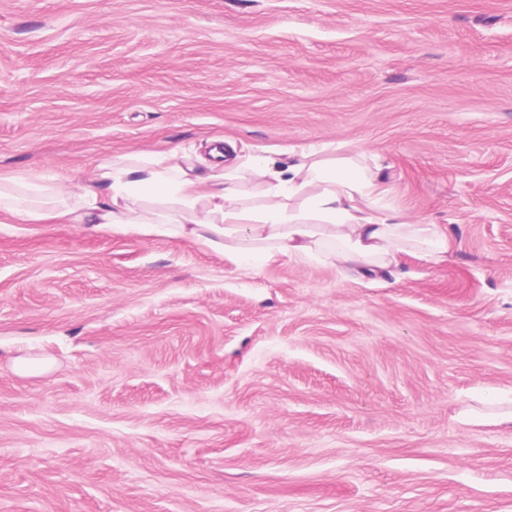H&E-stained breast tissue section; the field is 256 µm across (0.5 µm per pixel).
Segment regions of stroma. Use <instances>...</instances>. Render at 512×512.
I'll use <instances>...</instances> for the list:
<instances>
[{"mask_svg": "<svg viewBox=\"0 0 512 512\" xmlns=\"http://www.w3.org/2000/svg\"><path fill=\"white\" fill-rule=\"evenodd\" d=\"M217 141L377 155L447 261L0 212V512H512V0H0V176Z\"/></svg>", "mask_w": 512, "mask_h": 512, "instance_id": "1", "label": "stroma"}]
</instances>
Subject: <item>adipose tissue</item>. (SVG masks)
Listing matches in <instances>:
<instances>
[{
	"mask_svg": "<svg viewBox=\"0 0 512 512\" xmlns=\"http://www.w3.org/2000/svg\"><path fill=\"white\" fill-rule=\"evenodd\" d=\"M183 167L177 153L134 152L102 161L94 180L62 191L35 173L0 177V211L34 220L111 226L116 234L175 235L223 251L239 262L252 254L303 260L325 256L338 269L367 272L414 255L447 258L449 235L435 224H412L383 204L382 167L363 154L320 144L288 166L261 154ZM251 184L259 205L244 204Z\"/></svg>",
	"mask_w": 512,
	"mask_h": 512,
	"instance_id": "adipose-tissue-1",
	"label": "adipose tissue"
}]
</instances>
